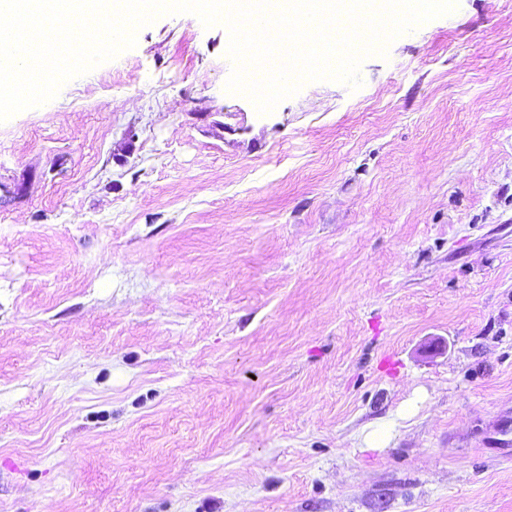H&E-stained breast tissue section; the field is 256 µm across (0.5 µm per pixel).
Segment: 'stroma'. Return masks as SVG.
Instances as JSON below:
<instances>
[{
	"label": "stroma",
	"mask_w": 512,
	"mask_h": 512,
	"mask_svg": "<svg viewBox=\"0 0 512 512\" xmlns=\"http://www.w3.org/2000/svg\"><path fill=\"white\" fill-rule=\"evenodd\" d=\"M228 45L0 123V512H512V0L268 114Z\"/></svg>",
	"instance_id": "1"
}]
</instances>
